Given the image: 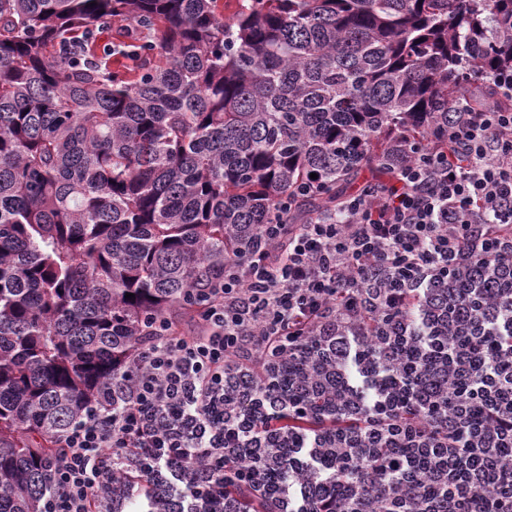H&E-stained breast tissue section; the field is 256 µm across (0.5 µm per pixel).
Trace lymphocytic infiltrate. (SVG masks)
Here are the masks:
<instances>
[{
  "mask_svg": "<svg viewBox=\"0 0 512 512\" xmlns=\"http://www.w3.org/2000/svg\"><path fill=\"white\" fill-rule=\"evenodd\" d=\"M451 109L372 198L346 196L305 224L283 223L281 203L249 252L192 292L198 331L162 326L57 439L43 512H112L120 475L132 496L144 481L175 488L178 512H239L224 483L241 476L268 512H512V349L491 350L488 334L501 307L463 297L462 324L446 301L449 277L484 261L512 300V110L464 96ZM379 353L416 383L437 377L452 402L428 398L424 418L406 422L405 384L373 391ZM305 354L343 381L310 373L289 409L329 392L337 416L367 426L282 452L285 433L255 419L280 410L279 363ZM463 428L476 459L464 471L452 439ZM320 458L341 473L339 492L315 477ZM284 470L296 483L277 498L267 477Z\"/></svg>",
  "mask_w": 512,
  "mask_h": 512,
  "instance_id": "lymphocytic-infiltrate-1",
  "label": "lymphocytic infiltrate"
}]
</instances>
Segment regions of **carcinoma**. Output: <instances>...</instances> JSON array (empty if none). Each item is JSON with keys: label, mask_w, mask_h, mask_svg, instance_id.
<instances>
[{"label": "carcinoma", "mask_w": 512, "mask_h": 512, "mask_svg": "<svg viewBox=\"0 0 512 512\" xmlns=\"http://www.w3.org/2000/svg\"><path fill=\"white\" fill-rule=\"evenodd\" d=\"M236 2L0 0V512H41L56 437L282 198L290 224L334 209L448 124L464 73L512 71V0ZM109 22L152 35L132 79L83 59ZM304 374L287 362L281 394ZM328 412L277 426L307 438Z\"/></svg>", "instance_id": "1"}]
</instances>
